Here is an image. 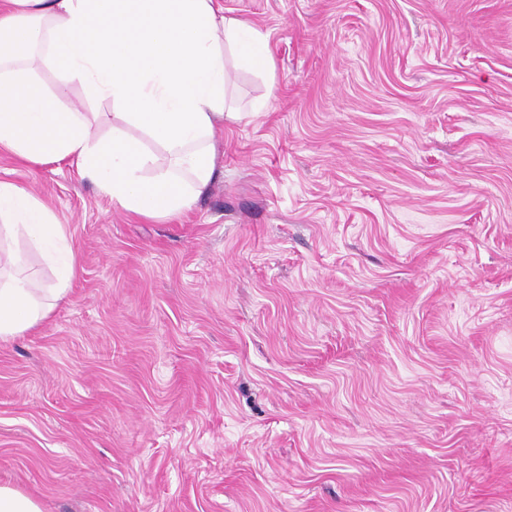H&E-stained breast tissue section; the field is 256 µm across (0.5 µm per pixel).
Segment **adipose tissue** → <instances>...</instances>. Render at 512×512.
Listing matches in <instances>:
<instances>
[{
  "label": "adipose tissue",
  "mask_w": 512,
  "mask_h": 512,
  "mask_svg": "<svg viewBox=\"0 0 512 512\" xmlns=\"http://www.w3.org/2000/svg\"><path fill=\"white\" fill-rule=\"evenodd\" d=\"M0 148L32 163L70 161L129 215L161 220L190 210L216 168V131L234 117L227 53L266 73L274 64L247 20L220 0H1ZM110 101L112 134L97 112L66 106L40 71ZM25 236L61 257L40 288L20 255L0 249V341L46 320L75 275L67 235L37 198L0 181V242Z\"/></svg>",
  "instance_id": "obj_1"
}]
</instances>
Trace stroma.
<instances>
[{
  "label": "stroma",
  "instance_id": "stroma-1",
  "mask_svg": "<svg viewBox=\"0 0 512 512\" xmlns=\"http://www.w3.org/2000/svg\"><path fill=\"white\" fill-rule=\"evenodd\" d=\"M239 118L184 215L0 150L76 274L0 342L42 512H512V0H222Z\"/></svg>",
  "mask_w": 512,
  "mask_h": 512
}]
</instances>
